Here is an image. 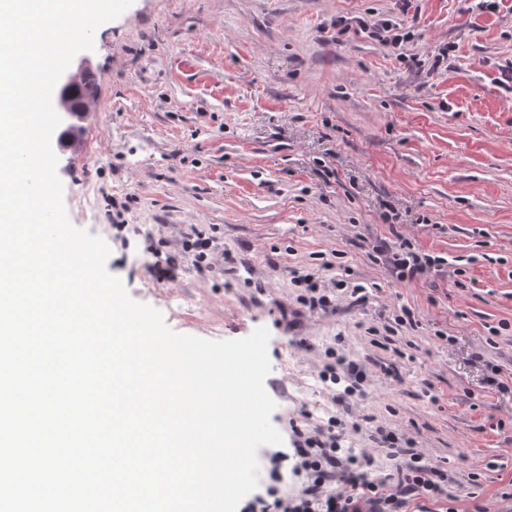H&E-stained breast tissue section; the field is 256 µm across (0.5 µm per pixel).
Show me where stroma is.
<instances>
[{
    "label": "stroma",
    "mask_w": 512,
    "mask_h": 512,
    "mask_svg": "<svg viewBox=\"0 0 512 512\" xmlns=\"http://www.w3.org/2000/svg\"><path fill=\"white\" fill-rule=\"evenodd\" d=\"M382 20L407 42L363 32ZM87 59L84 150L58 176L129 296L182 334L266 328L281 434L343 411L378 473L395 469L383 425L455 477L458 512H512V0H133ZM193 226L224 252L204 274L178 259ZM394 229L447 266L399 282L373 249ZM168 257L175 279L156 280ZM297 272L364 298L310 310ZM331 346L366 367L342 409L320 378Z\"/></svg>",
    "instance_id": "1"
}]
</instances>
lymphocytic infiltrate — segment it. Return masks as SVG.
<instances>
[{
  "label": "lymphocytic infiltrate",
  "mask_w": 512,
  "mask_h": 512,
  "mask_svg": "<svg viewBox=\"0 0 512 512\" xmlns=\"http://www.w3.org/2000/svg\"><path fill=\"white\" fill-rule=\"evenodd\" d=\"M399 280H413L429 270H442L443 257L399 249L387 251ZM338 417L309 429L292 427L288 458L292 488L253 494L241 512H408L411 502L454 501V479L432 466L416 449L404 447L384 427L376 432L389 454L397 458L395 474L372 475L374 460L341 448L335 432Z\"/></svg>",
  "instance_id": "lymphocytic-infiltrate-1"
}]
</instances>
